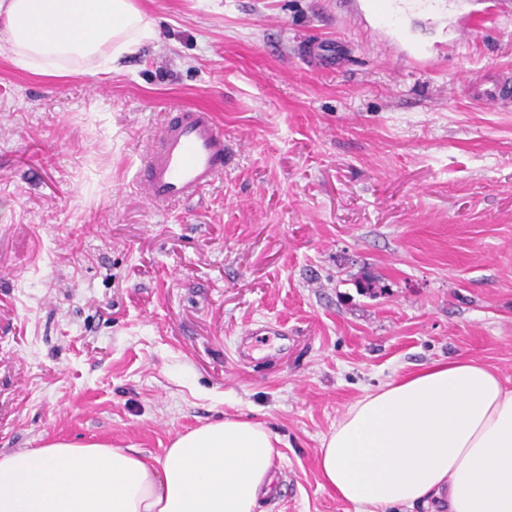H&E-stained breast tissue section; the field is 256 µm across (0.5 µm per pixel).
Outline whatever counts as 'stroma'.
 <instances>
[{
  "mask_svg": "<svg viewBox=\"0 0 512 512\" xmlns=\"http://www.w3.org/2000/svg\"><path fill=\"white\" fill-rule=\"evenodd\" d=\"M138 2L158 34L118 74L0 54V451L159 457L241 413L281 439L256 512H354L317 456L367 390L455 357L512 383V97L473 94L512 83V13L410 16L422 63L349 0ZM183 107L224 178L159 208L138 156Z\"/></svg>",
  "mask_w": 512,
  "mask_h": 512,
  "instance_id": "stroma-1",
  "label": "stroma"
}]
</instances>
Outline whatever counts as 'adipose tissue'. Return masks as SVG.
<instances>
[{"label":"adipose tissue","mask_w":512,"mask_h":512,"mask_svg":"<svg viewBox=\"0 0 512 512\" xmlns=\"http://www.w3.org/2000/svg\"><path fill=\"white\" fill-rule=\"evenodd\" d=\"M155 37L135 0H0V53L46 77L120 72ZM278 441L227 416L160 457L64 439L0 452V512H256ZM318 469L355 512H512V388L473 360L422 365L350 405Z\"/></svg>","instance_id":"1"}]
</instances>
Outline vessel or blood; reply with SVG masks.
I'll use <instances>...</instances> for the list:
<instances>
[{
  "instance_id": "1",
  "label": "vessel or blood",
  "mask_w": 512,
  "mask_h": 512,
  "mask_svg": "<svg viewBox=\"0 0 512 512\" xmlns=\"http://www.w3.org/2000/svg\"><path fill=\"white\" fill-rule=\"evenodd\" d=\"M435 0H354L355 11L397 14L433 6ZM224 132L212 112L171 113L142 156L136 178L145 197L167 207L190 202L224 174Z\"/></svg>"
}]
</instances>
